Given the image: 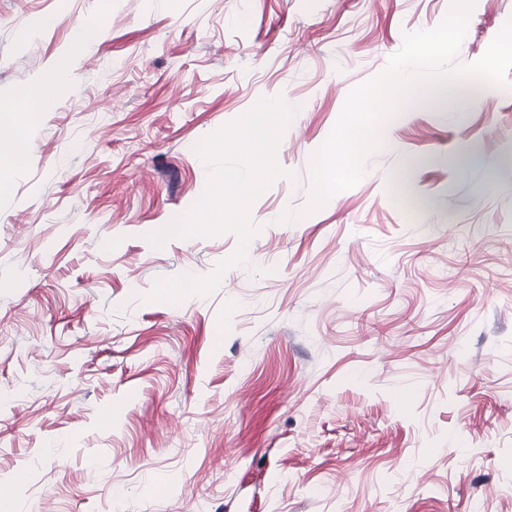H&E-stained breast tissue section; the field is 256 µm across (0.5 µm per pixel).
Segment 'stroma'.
<instances>
[{
    "label": "stroma",
    "instance_id": "35a3bbf8",
    "mask_svg": "<svg viewBox=\"0 0 512 512\" xmlns=\"http://www.w3.org/2000/svg\"><path fill=\"white\" fill-rule=\"evenodd\" d=\"M451 3L0 0V105L63 78L0 187V512H512V70L388 119L306 209L348 92ZM511 18L474 0L456 64ZM79 23L101 36L77 53ZM278 97L246 263L231 233L154 249L205 187L195 144Z\"/></svg>",
    "mask_w": 512,
    "mask_h": 512
}]
</instances>
